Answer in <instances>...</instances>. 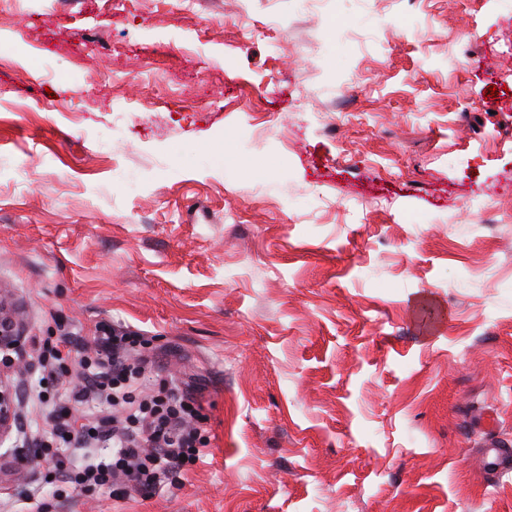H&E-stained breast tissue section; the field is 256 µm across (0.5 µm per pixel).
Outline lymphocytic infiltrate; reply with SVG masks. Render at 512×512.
<instances>
[{"instance_id":"obj_1","label":"lymphocytic infiltrate","mask_w":512,"mask_h":512,"mask_svg":"<svg viewBox=\"0 0 512 512\" xmlns=\"http://www.w3.org/2000/svg\"><path fill=\"white\" fill-rule=\"evenodd\" d=\"M140 344L108 325L89 336L41 337L38 402L47 428L35 454L48 464L53 493L47 499L41 488L29 490L32 512L108 489L151 497L205 456L199 391L163 374ZM90 403L99 405L98 415L79 422L80 408Z\"/></svg>"}]
</instances>
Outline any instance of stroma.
<instances>
[{"instance_id": "obj_1", "label": "stroma", "mask_w": 512, "mask_h": 512, "mask_svg": "<svg viewBox=\"0 0 512 512\" xmlns=\"http://www.w3.org/2000/svg\"><path fill=\"white\" fill-rule=\"evenodd\" d=\"M0 294L201 389L179 485L58 512H512V5L0 6Z\"/></svg>"}]
</instances>
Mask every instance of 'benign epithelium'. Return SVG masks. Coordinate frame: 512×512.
<instances>
[{
  "mask_svg": "<svg viewBox=\"0 0 512 512\" xmlns=\"http://www.w3.org/2000/svg\"><path fill=\"white\" fill-rule=\"evenodd\" d=\"M22 327L19 314L0 295V445L23 428L22 386L35 370L23 346Z\"/></svg>",
  "mask_w": 512,
  "mask_h": 512,
  "instance_id": "7a95c632",
  "label": "benign epithelium"
}]
</instances>
